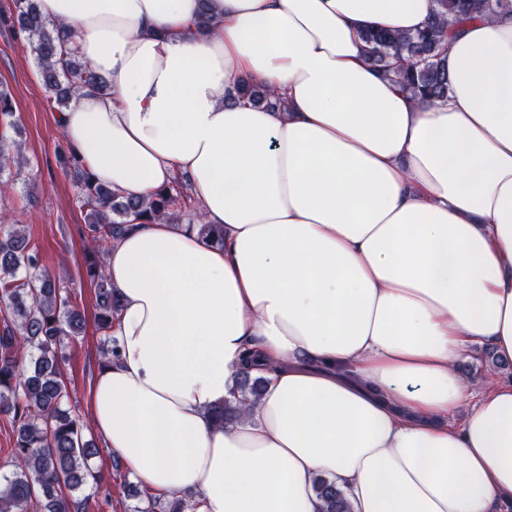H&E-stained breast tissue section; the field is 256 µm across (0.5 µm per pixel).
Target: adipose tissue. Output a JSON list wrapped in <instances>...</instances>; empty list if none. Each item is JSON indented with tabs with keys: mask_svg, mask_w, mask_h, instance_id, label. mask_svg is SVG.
Wrapping results in <instances>:
<instances>
[{
	"mask_svg": "<svg viewBox=\"0 0 512 512\" xmlns=\"http://www.w3.org/2000/svg\"><path fill=\"white\" fill-rule=\"evenodd\" d=\"M110 83L56 120L94 180L187 222L129 225L105 258L120 310L92 425L152 493L196 512H512V378L471 393L474 339L512 361V13L457 26L446 100L369 61L365 30L435 0H38ZM271 109L230 101L243 78ZM263 378L218 425L246 355ZM314 491L323 502L324 512H351L348 500L333 480L317 478Z\"/></svg>",
	"mask_w": 512,
	"mask_h": 512,
	"instance_id": "obj_1",
	"label": "adipose tissue"
}]
</instances>
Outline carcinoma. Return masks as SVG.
<instances>
[{
  "label": "carcinoma",
  "instance_id": "cac0c4a2",
  "mask_svg": "<svg viewBox=\"0 0 512 512\" xmlns=\"http://www.w3.org/2000/svg\"><path fill=\"white\" fill-rule=\"evenodd\" d=\"M433 16L413 34L371 29L365 32L371 62L385 72L390 60L398 62L397 82L423 102L448 98L446 45L449 22L497 12H512V0H436ZM13 29L30 41L38 62L47 100L68 107L81 89L109 90L108 81L88 67L72 48L74 28L46 21L37 0H8ZM235 99L273 108L268 89L244 80ZM11 97L0 89V184L8 186L20 175L23 157L6 151L13 122ZM71 174L78 188L76 203L86 212V277L96 287V324L103 357H117L112 326L119 300L105 271L104 258L127 224L141 220L200 218L194 198L175 183L151 199L125 197L97 183L73 148ZM84 328L81 312L68 286L44 268L39 246L23 226L0 224V412L12 415V470L0 475V512H28L31 502L41 512H87L88 498L80 499L94 476L89 461L99 454L84 424L72 414L70 389L64 373L66 349ZM263 381L244 366L235 377V391L257 398ZM220 425L235 422L239 411L233 401L213 410ZM314 491L324 512H350L344 493L330 479H316ZM189 500L174 497L160 506L149 496L141 512H186Z\"/></svg>",
  "mask_w": 512,
  "mask_h": 512
}]
</instances>
